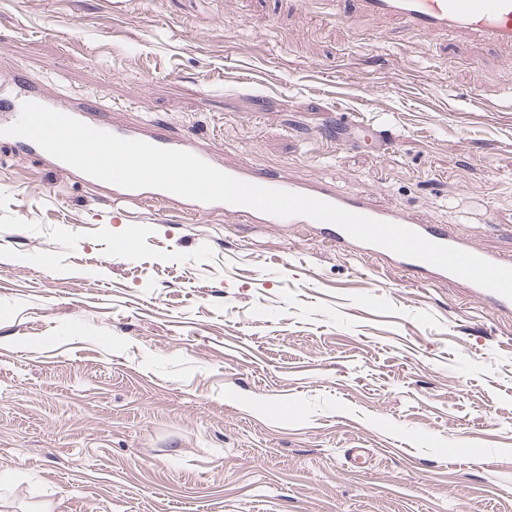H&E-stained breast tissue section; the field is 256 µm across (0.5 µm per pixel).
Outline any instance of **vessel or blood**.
I'll list each match as a JSON object with an SVG mask.
<instances>
[{
	"label": "vessel or blood",
	"mask_w": 512,
	"mask_h": 512,
	"mask_svg": "<svg viewBox=\"0 0 512 512\" xmlns=\"http://www.w3.org/2000/svg\"><path fill=\"white\" fill-rule=\"evenodd\" d=\"M360 12L382 18L395 19L402 26L422 37L448 35L461 42H477L484 45L512 47V0H355ZM33 101L79 119L86 124L127 139H139L162 148L180 149L207 158L208 153L190 140H174L161 129L142 130L100 119L99 105L86 102L65 104L46 89L20 83L16 95L0 99V112L11 118H18L23 102ZM226 173L238 179L268 188L282 189L312 196L347 211L375 219L396 223L413 229L426 239L452 246L477 255L490 262L512 267V252L494 254L482 250L467 234L449 231L443 224H425L411 218L406 212L395 209H381L374 206L366 192L352 194L336 192L326 185H310L285 174H268L235 166H226ZM113 200L117 203L145 206L167 199L165 191L151 188L127 190L113 187ZM225 217L241 223L272 224L275 216L238 206L224 205ZM330 240L341 246L356 250L360 255L374 257L385 255V248L363 243L350 237L338 226L323 222L319 225ZM469 295L473 299L487 303L496 313L511 317L512 300L469 284Z\"/></svg>",
	"instance_id": "obj_1"
}]
</instances>
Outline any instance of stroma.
Wrapping results in <instances>:
<instances>
[{"instance_id": "stroma-1", "label": "stroma", "mask_w": 512, "mask_h": 512, "mask_svg": "<svg viewBox=\"0 0 512 512\" xmlns=\"http://www.w3.org/2000/svg\"><path fill=\"white\" fill-rule=\"evenodd\" d=\"M329 12L0 0V96L19 76L512 251V54ZM343 110L392 145L336 144ZM0 512H512V317L0 146ZM112 194L113 201L116 203L133 204L138 206H146L150 203L165 200L173 196L172 193L158 189L143 188L127 190L115 185H112Z\"/></svg>"}]
</instances>
